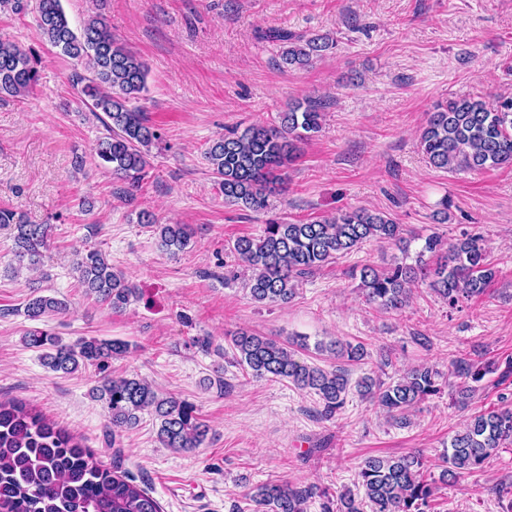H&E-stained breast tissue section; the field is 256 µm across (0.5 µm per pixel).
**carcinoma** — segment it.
Wrapping results in <instances>:
<instances>
[{
  "label": "carcinoma",
  "instance_id": "cac0c4a2",
  "mask_svg": "<svg viewBox=\"0 0 512 512\" xmlns=\"http://www.w3.org/2000/svg\"><path fill=\"white\" fill-rule=\"evenodd\" d=\"M36 15L37 40L56 48L60 55L82 64L87 75H75L79 100L92 111L102 112L107 135L98 141L95 154L100 166L136 188L150 167L149 146L161 138L135 105L147 90V64L112 35L103 18L89 17L74 30L62 0H0V12ZM266 36L283 43L282 66L307 69L325 52L335 48L333 39L319 34L293 35L270 30ZM40 56L34 47L23 49L0 37V97L29 94L39 82ZM323 114L313 100L294 102L271 124H250L227 130L206 149L205 158L224 201L253 212H263L270 197L284 182L288 164L299 143L318 132ZM428 163L445 170L480 171L512 164V97L490 103L469 95L439 102L428 113L419 140ZM139 223L155 228L162 251L176 255L193 237L184 224H159L146 211ZM13 226L12 251L19 264L34 269L48 246L49 225L31 224L13 209L0 207V225ZM367 242L392 244L406 255L412 240L387 214L363 207L349 208L331 218L302 224L264 225L256 237L237 238L231 252L250 271L245 281L252 300L263 305L290 302L299 282L334 259ZM435 259L430 263L426 257ZM79 285L88 295L120 312L130 304L136 288L126 275L114 269L101 250L88 247L75 263ZM496 277L482 239L464 234L443 245L436 235L423 239L415 264L396 258L384 267L365 265L359 285L365 301L380 310L399 312L416 285L425 283L448 307L484 295ZM69 302L53 294L32 291L25 306L30 321L43 322L62 315ZM24 344L40 352L44 366L53 372L73 373L81 367L103 370L114 358L128 352L121 339L83 338L66 343L50 328H35L24 335ZM306 349V338L293 348L276 339L248 330L232 335L233 357L257 378L285 380L309 389L322 402V414L331 418L344 408L349 390L345 372L327 371L297 359L296 348ZM340 359L359 362L363 345L334 340L315 344ZM512 375V361L504 365L461 362L459 382L451 385L457 401L466 403L487 374ZM439 373L422 364L388 385L364 376L356 383L361 397L385 408L396 423L406 424L404 412L440 391ZM92 397L107 410L116 429H133L145 413L158 422L162 447L188 452L200 445L209 432L195 406L176 396L159 394L137 376H105L92 389ZM512 444V407L479 411L448 445L445 466L439 474L444 485L463 475L482 470L499 450ZM357 491L347 488L336 494L315 485L303 487L267 482L254 487L250 499L266 512H307L309 500L319 498L322 512H432L436 481L426 477L423 456H371L356 473ZM363 494H358V491ZM6 512H162L149 490L127 474L98 462L93 453L25 405L0 402V508Z\"/></svg>",
  "mask_w": 512,
  "mask_h": 512
}]
</instances>
